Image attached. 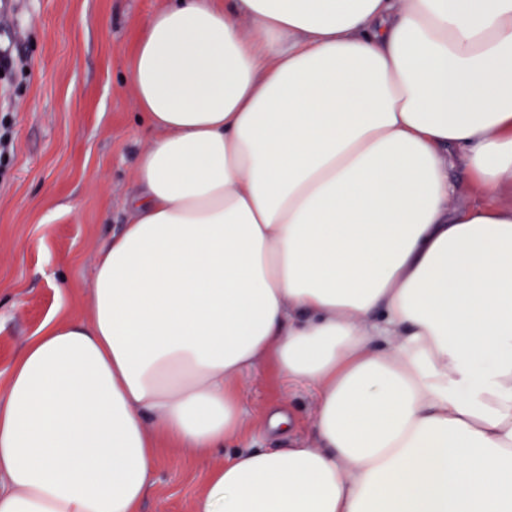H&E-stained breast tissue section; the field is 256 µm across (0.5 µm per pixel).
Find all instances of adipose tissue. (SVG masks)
Returning a JSON list of instances; mask_svg holds the SVG:
<instances>
[{"label":"adipose tissue","instance_id":"ef3b65f1","mask_svg":"<svg viewBox=\"0 0 512 512\" xmlns=\"http://www.w3.org/2000/svg\"><path fill=\"white\" fill-rule=\"evenodd\" d=\"M130 71L133 217L11 366L0 512L221 448L192 512H512V0H165ZM263 363L318 447H239Z\"/></svg>","mask_w":512,"mask_h":512}]
</instances>
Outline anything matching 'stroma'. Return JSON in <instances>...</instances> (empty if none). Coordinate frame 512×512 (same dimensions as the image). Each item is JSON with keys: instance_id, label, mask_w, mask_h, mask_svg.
<instances>
[{"instance_id": "35a3bbf8", "label": "stroma", "mask_w": 512, "mask_h": 512, "mask_svg": "<svg viewBox=\"0 0 512 512\" xmlns=\"http://www.w3.org/2000/svg\"><path fill=\"white\" fill-rule=\"evenodd\" d=\"M163 0H0V43L27 57L7 108L12 149L0 160V387L12 359L44 325L88 313L94 259L127 222L133 169L152 133L138 112L130 59ZM245 446L315 447L313 390L271 365L247 374ZM292 406L294 437L268 433L270 406ZM205 456L168 452L157 462L142 512H190L210 467Z\"/></svg>"}]
</instances>
